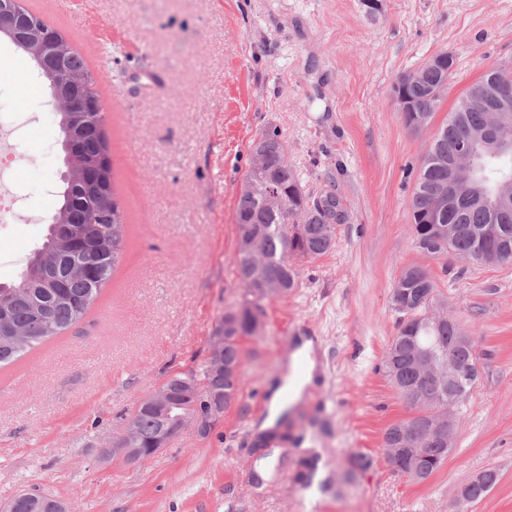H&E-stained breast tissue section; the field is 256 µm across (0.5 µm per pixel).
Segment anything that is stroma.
Wrapping results in <instances>:
<instances>
[{
  "label": "stroma",
  "mask_w": 512,
  "mask_h": 512,
  "mask_svg": "<svg viewBox=\"0 0 512 512\" xmlns=\"http://www.w3.org/2000/svg\"><path fill=\"white\" fill-rule=\"evenodd\" d=\"M70 37L98 76L114 188L125 214L123 259L79 329L0 368V508L23 491L68 512H512V263L424 257L410 201L434 135L465 90L512 69V0H25ZM455 74L426 130L408 129L393 88L431 56ZM33 65L0 43V101L43 109L16 168L43 223H0L7 264L41 243L59 181L51 102L27 97ZM272 127L305 194L335 193L349 215L334 247L295 259L298 286L267 302L241 340L244 385L208 437L181 430L142 463L113 448L123 420L167 379L200 369L216 324L244 299L235 272V211L255 134ZM427 267L448 314L473 338L479 379L456 406L452 449L417 483L395 473L386 428L410 416L388 380L385 350L400 318L391 288ZM318 337L321 367L274 437L259 442L268 391L298 337ZM318 457L301 494L299 456ZM495 470L479 502L457 505ZM480 476L481 480L479 482V475H477L460 490L459 498L463 495V492L469 485L471 486L473 483L478 482L466 490L464 496L462 497L464 502L473 503L481 500L493 489V487L498 482V474L494 470H486L485 472L481 473Z\"/></svg>",
  "instance_id": "stroma-1"
}]
</instances>
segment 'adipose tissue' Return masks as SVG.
<instances>
[{
	"mask_svg": "<svg viewBox=\"0 0 512 512\" xmlns=\"http://www.w3.org/2000/svg\"><path fill=\"white\" fill-rule=\"evenodd\" d=\"M318 346L314 339L301 338L287 363L280 384L271 389L265 426H272L290 404L299 400L305 388L312 384L318 371Z\"/></svg>",
	"mask_w": 512,
	"mask_h": 512,
	"instance_id": "adipose-tissue-1",
	"label": "adipose tissue"
}]
</instances>
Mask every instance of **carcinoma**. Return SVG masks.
<instances>
[{
    "label": "carcinoma",
    "instance_id": "cac0c4a2",
    "mask_svg": "<svg viewBox=\"0 0 512 512\" xmlns=\"http://www.w3.org/2000/svg\"><path fill=\"white\" fill-rule=\"evenodd\" d=\"M66 67L82 73L86 88L68 90L71 105L78 110L87 97L99 98L96 79L88 70L80 53L66 57ZM442 67L422 66L403 76L397 90L417 114L433 117L448 88L453 73ZM512 79V70L502 67L488 70L472 85L448 114L429 145L417 177L412 203L414 246L426 257L440 259L452 251L472 264H485L490 252L499 253V262H512V205L488 209L473 197L472 185L461 180L457 170L448 165V152L464 137L482 139L488 131V117L480 103V91L492 88L504 79ZM257 137L262 145L265 170L272 182L262 178L241 191L236 208L238 230L237 255L259 251L264 258L257 270L236 266L237 278L247 299L236 309L224 312V376L218 383L224 395L235 398L241 385L240 341L254 336L261 328L263 303L288 295L297 286L298 271L292 257L316 259L335 245L336 225L348 220L341 199L329 193L322 205L310 203L301 189L298 171L288 164L286 148L275 129H263ZM491 147L503 151L502 165L512 175V124L505 127L499 142ZM109 153V139L102 129L85 138L79 157L92 160ZM459 183L458 193L448 200L440 223H426L420 213L434 194ZM58 208L67 207L82 217L81 234L88 249L68 251L63 241L67 227L48 224L43 241L26 259L17 281L0 285V317L19 336L0 337V368L64 334L81 323L100 290L111 279L125 248L124 213L117 199L112 175H107L105 194L88 196L77 185L62 182L58 191ZM86 264L88 278L71 275L69 265ZM391 302L401 314L398 329L385 351L386 375L411 410V416L397 421L385 430L383 447L395 448L401 436L417 441L429 452L420 458L405 456L390 460L393 470L414 481L431 477L448 457V439L423 436L425 425L448 414V407L464 401L472 387L457 391L448 389V376L439 366L453 360L462 366L477 367L474 342L461 343L467 335L456 320L444 314L445 304L439 299L436 281L422 265H409L401 271L391 288ZM427 350L434 355L437 369L424 372L417 366V352ZM159 429L156 414L144 410L135 419L131 444L149 448ZM494 470L481 473V480L468 488L462 497L466 503L484 498L497 484Z\"/></svg>",
    "mask_w": 512,
    "mask_h": 512
}]
</instances>
